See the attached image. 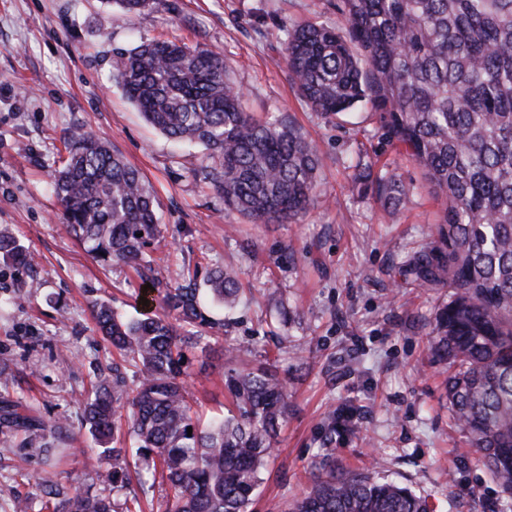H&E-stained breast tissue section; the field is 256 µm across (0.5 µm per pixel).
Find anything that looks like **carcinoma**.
Instances as JSON below:
<instances>
[{"label": "carcinoma", "instance_id": "cac0c4a2", "mask_svg": "<svg viewBox=\"0 0 512 512\" xmlns=\"http://www.w3.org/2000/svg\"><path fill=\"white\" fill-rule=\"evenodd\" d=\"M128 16L155 0H105ZM342 25L287 30L283 58L294 87L316 111L337 116L359 102L379 113L390 138L407 147L443 201L437 251H416L403 276L448 286L436 316L432 353L448 363V411L467 435L486 474L512 497V0H339ZM112 74L128 100L163 135L202 146L195 175L224 207L257 223H291L314 199L320 158L285 123L245 110L224 55L174 41H143L112 55ZM69 156L53 174L59 218L91 253L134 263L164 285L158 310L126 319L106 302L93 305L104 338L136 368L126 386L115 372L82 398L83 418L112 470L114 489L127 479L126 448H108L122 426L143 461L141 489L162 466L166 512H245L261 483L288 413L284 384L272 366L240 373L225 386L236 413L204 429L191 414L185 348L224 330L215 304L241 293L233 269L197 272L173 283L147 253L159 233L155 197L142 173L95 134L68 138ZM385 204L408 189L394 175L377 182ZM0 261L33 269L34 256L0 231ZM19 401H0V426L39 433ZM192 433H187V428ZM52 512H116L107 496L74 487ZM290 512H426L412 490L370 475L320 477Z\"/></svg>", "mask_w": 512, "mask_h": 512}]
</instances>
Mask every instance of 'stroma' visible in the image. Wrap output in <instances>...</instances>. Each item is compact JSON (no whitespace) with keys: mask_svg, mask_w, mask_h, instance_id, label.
<instances>
[{"mask_svg":"<svg viewBox=\"0 0 512 512\" xmlns=\"http://www.w3.org/2000/svg\"><path fill=\"white\" fill-rule=\"evenodd\" d=\"M339 0H156L130 17L104 0H0V228L37 257L34 269L0 265V397L36 419L67 417L53 445L0 447V512L37 490L78 485L124 503L85 457L95 447L78 397L122 358L99 333L94 301L132 316L158 292L135 267L92 257L58 218L51 174L69 132L108 140L146 177L159 204L149 251L171 275L184 266L239 273V305L207 347L187 349L186 381L201 421L233 408L224 388L228 344L237 369L273 364L288 415L247 512H288L315 477L382 472L426 498L430 512H512L448 412L447 367L432 356L445 287L402 283L408 253L434 246L443 205L423 168L387 136L370 105L328 118L292 86L284 26L339 24ZM143 38L178 39L222 52L245 108L289 121L317 149L314 201L291 224L253 223L194 172L200 146L145 122L112 80V52ZM396 173L409 190L384 208L374 176ZM352 419L329 430V412Z\"/></svg>","mask_w":512,"mask_h":512,"instance_id":"obj_1","label":"stroma"}]
</instances>
